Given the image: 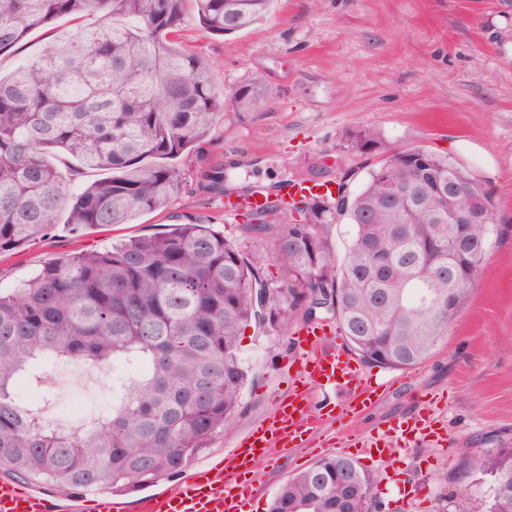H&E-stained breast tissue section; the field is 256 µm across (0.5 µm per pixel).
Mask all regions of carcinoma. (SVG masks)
I'll use <instances>...</instances> for the list:
<instances>
[{
  "mask_svg": "<svg viewBox=\"0 0 512 512\" xmlns=\"http://www.w3.org/2000/svg\"><path fill=\"white\" fill-rule=\"evenodd\" d=\"M184 0H0V54L35 29L90 13L99 23L50 39L42 53L0 78V254L44 238L62 211L80 232L130 224L184 195L173 163L199 150L224 101L256 112L272 93L258 83L224 93L205 60L178 41ZM272 0H197L211 35L243 31ZM370 146L378 161L356 190L336 171L343 202L305 198L304 221L243 224L272 238L281 277L267 279L204 224L69 254L9 291L0 290V469L51 482L65 495L104 485L132 493L178 474L236 416L247 370L239 336L249 325L288 331L300 307L327 315L364 362L411 369L427 359L468 302L491 233L483 186L446 158L399 150L378 132H346L342 149ZM426 153L431 179L415 171ZM110 176L74 191L50 156ZM462 190L484 214L464 225L471 248L448 255L436 180ZM347 224L334 257L324 233ZM63 363L110 378L112 411L76 426L49 418L51 380ZM24 375L42 398H16ZM471 472L492 482L488 512H512V448H471ZM371 475L343 455L319 460L282 485L267 512H371Z\"/></svg>",
  "mask_w": 512,
  "mask_h": 512,
  "instance_id": "carcinoma-1",
  "label": "carcinoma"
}]
</instances>
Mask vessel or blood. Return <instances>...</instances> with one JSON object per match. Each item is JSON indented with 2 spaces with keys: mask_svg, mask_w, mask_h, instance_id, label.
Returning a JSON list of instances; mask_svg holds the SVG:
<instances>
[{
  "mask_svg": "<svg viewBox=\"0 0 512 512\" xmlns=\"http://www.w3.org/2000/svg\"><path fill=\"white\" fill-rule=\"evenodd\" d=\"M301 349L300 385L288 399L278 402L274 412L248 431L235 447L218 459L186 471L180 487L163 499H149L142 512H240V505L253 490L257 464L272 449L288 451L303 447L305 438L321 431L324 417L309 409L315 385H333L351 396L349 414L356 415L374 405L377 387L366 384L358 361L345 353L327 350L324 329L307 327L297 333ZM434 429L427 416L414 422L389 425L383 434L371 438V446L385 456L394 448L409 444L411 437H427ZM84 500L52 501L38 491L22 489L14 480L0 479V512H84Z\"/></svg>",
  "mask_w": 512,
  "mask_h": 512,
  "instance_id": "1",
  "label": "vessel or blood"
}]
</instances>
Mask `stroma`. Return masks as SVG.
<instances>
[{"label": "stroma", "mask_w": 512, "mask_h": 512, "mask_svg": "<svg viewBox=\"0 0 512 512\" xmlns=\"http://www.w3.org/2000/svg\"><path fill=\"white\" fill-rule=\"evenodd\" d=\"M180 39L204 57L225 91L258 80L272 102L259 112L228 110L203 150L181 158L186 192L166 210L79 233L57 225L19 254L0 256V289L72 252L188 223L212 225L274 277L270 240L246 238L225 217L219 196L205 187L206 170L224 169L228 193L247 185L273 191L335 153L343 135L358 128L375 130L386 145L448 158L481 182L494 204L468 305L414 368L361 364L362 375L382 387L378 404L357 416H331L309 445L261 461L241 512H267L281 485L336 454L371 474L378 512H486L466 451L512 442V0H273L260 21L224 37L204 32L195 0H186ZM295 336L270 326L245 329L242 405L199 463L232 448L295 389ZM424 409L446 434L445 446L399 449L388 462L366 447L388 420Z\"/></svg>", "instance_id": "1"}]
</instances>
